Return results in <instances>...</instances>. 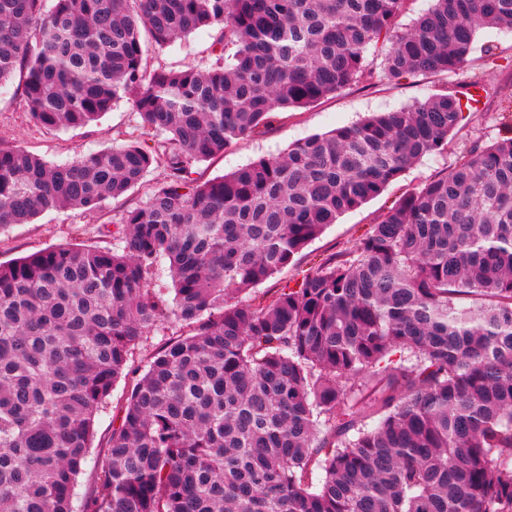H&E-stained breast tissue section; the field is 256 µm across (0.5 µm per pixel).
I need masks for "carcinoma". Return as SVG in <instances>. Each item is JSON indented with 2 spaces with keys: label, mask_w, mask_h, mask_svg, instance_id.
Listing matches in <instances>:
<instances>
[{
  "label": "carcinoma",
  "mask_w": 512,
  "mask_h": 512,
  "mask_svg": "<svg viewBox=\"0 0 512 512\" xmlns=\"http://www.w3.org/2000/svg\"><path fill=\"white\" fill-rule=\"evenodd\" d=\"M405 2L0 0V86L22 74L37 124L82 128L122 99L141 119L63 163L0 144V227L99 212L165 171L116 222L122 251L0 264V512H512V125L258 304L243 295L443 154L472 105L431 95L191 177L276 112L376 73L450 76L478 31L512 30V0H433L403 32ZM204 28L214 61L145 70L142 37ZM162 259L171 300L150 287ZM168 319L185 331L132 385L79 500L99 408Z\"/></svg>",
  "instance_id": "cac0c4a2"
}]
</instances>
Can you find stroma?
Masks as SVG:
<instances>
[{"instance_id":"obj_1","label":"stroma","mask_w":512,"mask_h":512,"mask_svg":"<svg viewBox=\"0 0 512 512\" xmlns=\"http://www.w3.org/2000/svg\"><path fill=\"white\" fill-rule=\"evenodd\" d=\"M212 43L210 31L202 29L163 49L149 45L145 48L144 65L151 72L203 64L212 58ZM477 79L485 83L481 104L477 111L464 113L457 129L448 137L445 154L423 158L380 196L344 213L292 264L259 285L256 295L269 296L277 290L294 287L323 255L352 246L396 197L420 187L425 180L452 165L464 146L476 140L490 142L501 134L505 121L500 114V99L505 91L512 89V33L479 32L466 65L451 76H411L397 83L367 78L308 107L275 113L259 133L194 167V178L205 181L219 177L259 157L283 152L299 139L356 123L372 113L432 94L465 92ZM16 87L13 81L0 87V143L22 147L50 163L124 144L136 132L140 122L133 104L124 99L99 121L86 127L48 130L33 121ZM163 177V169H152L143 183L126 197L111 201L95 214L62 208L45 212L30 224L1 228L0 263L7 264L34 251L63 244L118 247L119 242L113 236L115 222L127 208L144 203L152 187ZM179 329L175 322L160 325L136 347L125 373L116 379L110 397L96 417L92 453L105 450L112 423L121 415L133 382L144 373L156 348L169 337L178 335Z\"/></svg>"}]
</instances>
